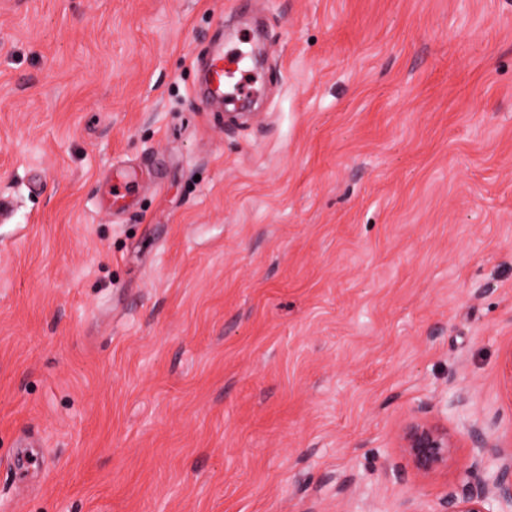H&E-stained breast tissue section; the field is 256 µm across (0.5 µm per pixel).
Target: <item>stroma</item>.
Instances as JSON below:
<instances>
[{
	"label": "stroma",
	"mask_w": 512,
	"mask_h": 512,
	"mask_svg": "<svg viewBox=\"0 0 512 512\" xmlns=\"http://www.w3.org/2000/svg\"><path fill=\"white\" fill-rule=\"evenodd\" d=\"M1 197L0 512H434L512 445V0H0ZM229 62L224 56V43L215 45L205 63V82L198 96L204 101L223 102L224 77L229 69ZM457 440L448 424L414 418L398 434V448L413 469L430 479L448 469Z\"/></svg>",
	"instance_id": "stroma-1"
}]
</instances>
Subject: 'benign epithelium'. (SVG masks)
Here are the masks:
<instances>
[{
    "instance_id": "1",
    "label": "benign epithelium",
    "mask_w": 512,
    "mask_h": 512,
    "mask_svg": "<svg viewBox=\"0 0 512 512\" xmlns=\"http://www.w3.org/2000/svg\"><path fill=\"white\" fill-rule=\"evenodd\" d=\"M472 454L463 466L467 478H477L474 490L450 488L435 512H512V449L506 451L481 429L470 433ZM457 440L448 425L414 418L398 434V448L413 469L430 479L448 469Z\"/></svg>"
}]
</instances>
